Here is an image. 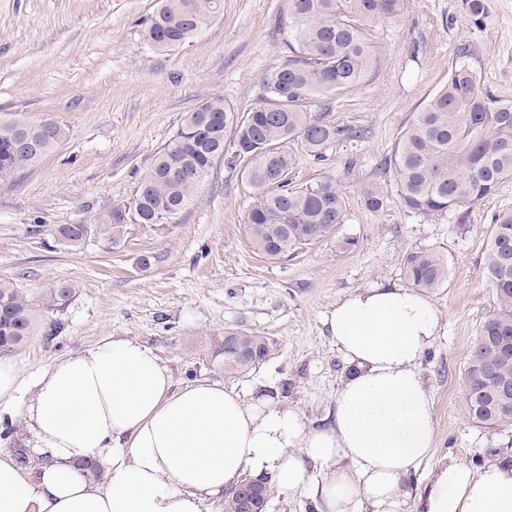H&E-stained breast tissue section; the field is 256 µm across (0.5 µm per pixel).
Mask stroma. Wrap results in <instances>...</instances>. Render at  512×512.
Segmentation results:
<instances>
[{
	"instance_id": "stroma-1",
	"label": "stroma",
	"mask_w": 512,
	"mask_h": 512,
	"mask_svg": "<svg viewBox=\"0 0 512 512\" xmlns=\"http://www.w3.org/2000/svg\"><path fill=\"white\" fill-rule=\"evenodd\" d=\"M157 0H0V118L52 119L66 131L60 146L14 181L0 182V278L43 309L50 288L73 296L45 320L52 340L35 337L8 353L19 388L0 400L27 448H35L26 408L37 374L55 360L101 340L134 338L150 348L175 386L219 381L253 401L272 393L278 407L322 418L347 365L324 324L338 301L376 283L406 286L402 257L430 250L448 265L444 287L426 292L440 330L423 361L435 445L402 493V512L447 457L482 466L492 448L512 447V427L470 417L463 373L479 329L495 307L484 251L495 216L512 212V180L474 205L466 224L401 206L383 168L415 112L444 85L458 48L495 96L512 99V0H489L480 28L463 19L461 0H405L398 21L369 26L371 60L363 77L330 97L328 120L359 130L314 158L298 141L290 179L334 178L345 198L335 235L271 262L245 230L258 196L244 164L214 165L188 208L167 224H130L118 241L92 236L77 248L58 244L60 224L104 223L113 206H132L152 158L186 112L214 96L243 113L288 54L287 0H221L188 44L149 48L141 22ZM383 187L372 211L364 187ZM356 247L340 252L336 242ZM268 336L272 352L246 372L228 375L219 353L225 329ZM290 383L281 394L282 383Z\"/></svg>"
}]
</instances>
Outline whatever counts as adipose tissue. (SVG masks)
I'll return each instance as SVG.
<instances>
[{"label": "adipose tissue", "mask_w": 512, "mask_h": 512, "mask_svg": "<svg viewBox=\"0 0 512 512\" xmlns=\"http://www.w3.org/2000/svg\"><path fill=\"white\" fill-rule=\"evenodd\" d=\"M325 325L351 371L312 424L220 382L174 388L132 338L55 360L26 410L51 460L29 478L0 458V512H207L246 473L273 476L317 512H400L403 486L435 441L421 363L438 315L418 292L376 284L340 300ZM104 455L102 486L77 464ZM417 509L512 512V461L441 463Z\"/></svg>", "instance_id": "1"}]
</instances>
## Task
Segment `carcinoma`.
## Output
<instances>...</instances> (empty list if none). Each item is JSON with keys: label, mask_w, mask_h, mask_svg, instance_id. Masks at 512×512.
I'll use <instances>...</instances> for the list:
<instances>
[{"label": "carcinoma", "mask_w": 512, "mask_h": 512, "mask_svg": "<svg viewBox=\"0 0 512 512\" xmlns=\"http://www.w3.org/2000/svg\"><path fill=\"white\" fill-rule=\"evenodd\" d=\"M160 7L141 21L150 46L167 49L186 44L220 9V0H159ZM404 0H288V56L264 80L260 103L240 114L210 98L185 114L173 139L160 149L140 182L133 206H114L104 231L117 240L128 224H166L182 213L213 165L245 162L250 182L260 190L245 226L251 247L265 259L281 261L303 246L337 231L344 198L336 181L325 177L306 185L288 178L297 140L318 156L351 129L319 112L324 99L353 84L370 62L367 26L398 19ZM464 19L481 26L488 0H462ZM57 122L47 135L41 122L0 121V181H11L39 163L64 140ZM386 166L397 195L409 211L426 216L457 214L469 218L472 206L512 180V100L494 96L469 66L453 63L448 81L415 113L401 132ZM365 206L380 210L386 196L377 185L363 189ZM65 247L84 244L97 232L93 224L51 229ZM484 270L497 307L482 323L464 369V399L478 424L499 429L512 425V406L496 400L499 382H512V214L492 225ZM407 281L433 290L448 280L444 260L429 250L403 256ZM73 294L68 283L50 290L45 309L63 305ZM42 332H58L51 321L40 326L33 303L8 279H0V347L18 349ZM255 359L224 361L227 374L242 373L264 362L270 338L246 329L226 330Z\"/></svg>", "instance_id": "carcinoma-1"}]
</instances>
